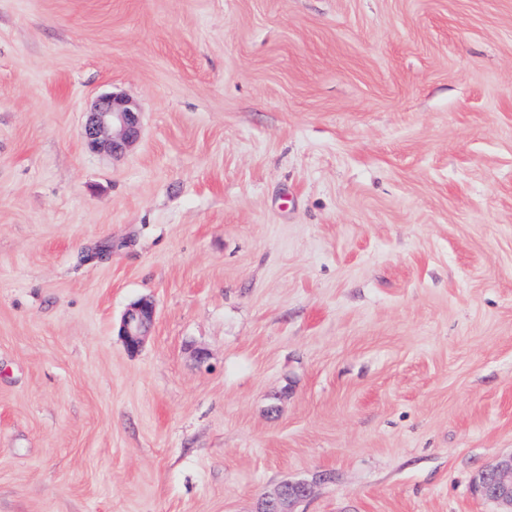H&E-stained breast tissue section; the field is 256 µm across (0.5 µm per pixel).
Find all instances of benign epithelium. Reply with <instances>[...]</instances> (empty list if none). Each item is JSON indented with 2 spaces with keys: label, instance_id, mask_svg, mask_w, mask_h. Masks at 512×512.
Here are the masks:
<instances>
[{
  "label": "benign epithelium",
  "instance_id": "7a95c632",
  "mask_svg": "<svg viewBox=\"0 0 512 512\" xmlns=\"http://www.w3.org/2000/svg\"><path fill=\"white\" fill-rule=\"evenodd\" d=\"M82 136L93 151L120 155L132 148L141 136V113L130 99L106 94L94 104L84 122ZM156 319L153 301L138 300L125 311L119 336L129 351L135 352L150 335ZM474 492L499 507V512H512V454L479 470L473 479ZM312 494L308 482H288L274 494L264 497L257 512H295L294 507Z\"/></svg>",
  "mask_w": 512,
  "mask_h": 512
}]
</instances>
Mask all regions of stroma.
I'll list each match as a JSON object with an SVG mask.
<instances>
[{
    "label": "stroma",
    "instance_id": "stroma-1",
    "mask_svg": "<svg viewBox=\"0 0 512 512\" xmlns=\"http://www.w3.org/2000/svg\"><path fill=\"white\" fill-rule=\"evenodd\" d=\"M511 453L512 0H0V512H496ZM82 136L85 145L93 151L123 154L141 136V113L128 98L113 93L103 95L88 113ZM155 319L156 309L153 301L141 299L130 304L119 328V335L129 351L135 352L144 344L151 333ZM474 492L495 503L499 512L512 511V453L479 470L473 479ZM312 489V485L304 481L285 483L259 502L257 512H296L294 507L308 498Z\"/></svg>",
    "mask_w": 512,
    "mask_h": 512
}]
</instances>
